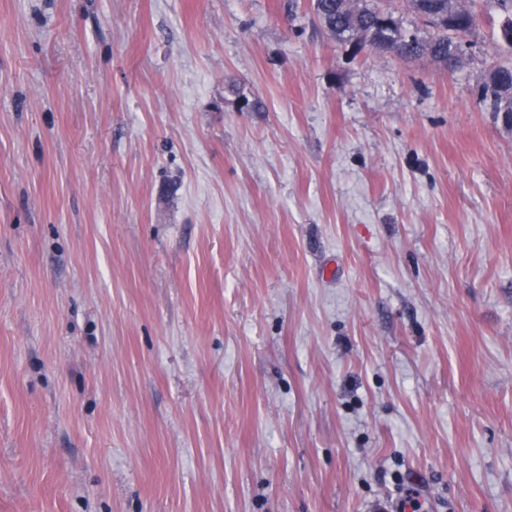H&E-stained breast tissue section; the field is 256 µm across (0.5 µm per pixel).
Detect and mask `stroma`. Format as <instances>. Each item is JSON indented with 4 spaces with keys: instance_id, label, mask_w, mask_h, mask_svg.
Segmentation results:
<instances>
[{
    "instance_id": "35a3bbf8",
    "label": "stroma",
    "mask_w": 512,
    "mask_h": 512,
    "mask_svg": "<svg viewBox=\"0 0 512 512\" xmlns=\"http://www.w3.org/2000/svg\"><path fill=\"white\" fill-rule=\"evenodd\" d=\"M497 28L0 0V512H512ZM362 6L361 18L370 33L372 50L390 54L401 60L418 59L419 57H441L448 59V42L460 37L458 29H464L463 35L472 33L476 23V9L478 7H495L502 13L501 37L512 51V36L508 39L507 30L512 31V0H466L462 2V14L458 18L457 26L449 29L453 21L448 15V0H407V5L412 13L422 19L433 32L428 38L420 37L415 31L403 27L399 18L385 8L383 0H359ZM383 11L389 25L377 26L380 20L378 11ZM471 28V31H470ZM410 34L413 38L410 40ZM512 64L494 66L480 88L481 101L491 112L512 111Z\"/></svg>"
}]
</instances>
